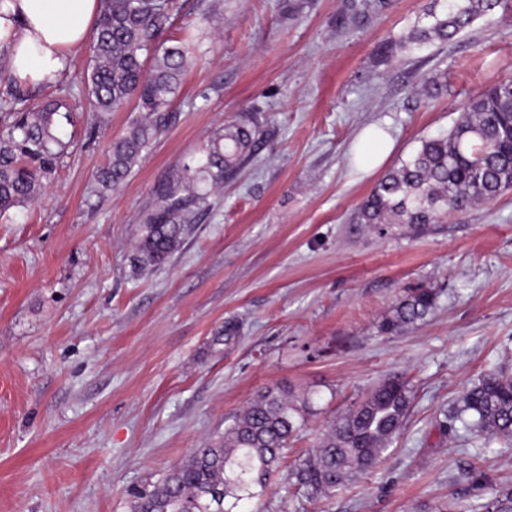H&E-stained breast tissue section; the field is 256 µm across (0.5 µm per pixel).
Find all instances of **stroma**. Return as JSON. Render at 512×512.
Here are the masks:
<instances>
[{"label":"stroma","mask_w":512,"mask_h":512,"mask_svg":"<svg viewBox=\"0 0 512 512\" xmlns=\"http://www.w3.org/2000/svg\"><path fill=\"white\" fill-rule=\"evenodd\" d=\"M203 21L169 119L112 192L95 175L139 112L93 119L76 50L61 157L34 201L0 216V512H129L223 434L257 392L288 387L313 410L269 488L241 512H473L512 488V441L445 433L438 421L489 372L512 375V190L414 232L353 215L420 139L512 77V8L385 66L429 0H181ZM445 76L447 88L424 93ZM257 116L252 159L210 198L163 265L132 271L156 187L225 123ZM394 142L372 170L355 148ZM416 288L433 311L393 335L380 322ZM397 376L410 412L382 463L328 500L288 475L332 420ZM479 468L481 482L470 477Z\"/></svg>","instance_id":"stroma-1"}]
</instances>
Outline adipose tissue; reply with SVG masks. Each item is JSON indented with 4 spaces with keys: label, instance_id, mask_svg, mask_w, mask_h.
<instances>
[{
    "label": "adipose tissue",
    "instance_id": "1",
    "mask_svg": "<svg viewBox=\"0 0 512 512\" xmlns=\"http://www.w3.org/2000/svg\"><path fill=\"white\" fill-rule=\"evenodd\" d=\"M102 0H0V50L12 74L55 83L101 12Z\"/></svg>",
    "mask_w": 512,
    "mask_h": 512
}]
</instances>
